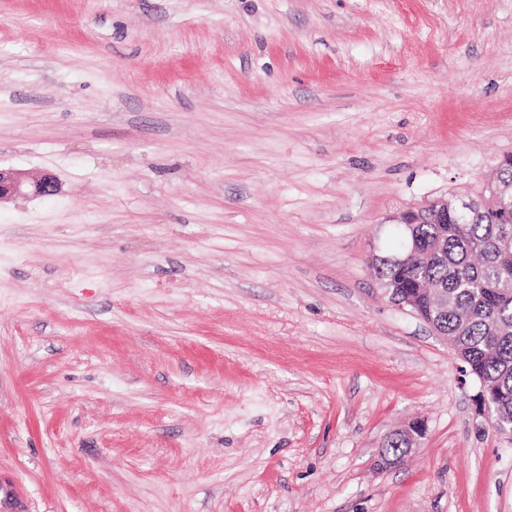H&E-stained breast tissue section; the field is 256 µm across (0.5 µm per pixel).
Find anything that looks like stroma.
Returning <instances> with one entry per match:
<instances>
[{"instance_id":"1","label":"stroma","mask_w":512,"mask_h":512,"mask_svg":"<svg viewBox=\"0 0 512 512\" xmlns=\"http://www.w3.org/2000/svg\"><path fill=\"white\" fill-rule=\"evenodd\" d=\"M507 153L512 0H0V512H512L369 264ZM61 190L58 178L50 173L39 179L28 182L25 173L0 168V202L4 199L32 193L35 196L49 197L57 195ZM398 431L393 432L392 434L398 435L406 444V454L403 457H393L388 456L401 453L400 448H405L401 440L399 438L393 436L386 441L384 451L379 455V459L377 460L379 467H387L392 465H400L404 462V459L409 456L415 448L418 447L420 440L425 436L426 429L425 425L422 422L414 421L409 423L403 428L397 429Z\"/></svg>"}]
</instances>
